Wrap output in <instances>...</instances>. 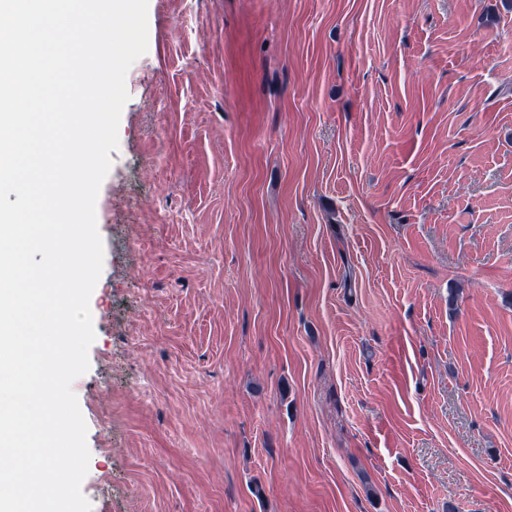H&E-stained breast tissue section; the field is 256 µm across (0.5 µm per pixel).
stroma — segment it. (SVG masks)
I'll use <instances>...</instances> for the list:
<instances>
[{
  "instance_id": "35a3bbf8",
  "label": "stroma",
  "mask_w": 512,
  "mask_h": 512,
  "mask_svg": "<svg viewBox=\"0 0 512 512\" xmlns=\"http://www.w3.org/2000/svg\"><path fill=\"white\" fill-rule=\"evenodd\" d=\"M125 87L91 512H512V0H148Z\"/></svg>"
}]
</instances>
